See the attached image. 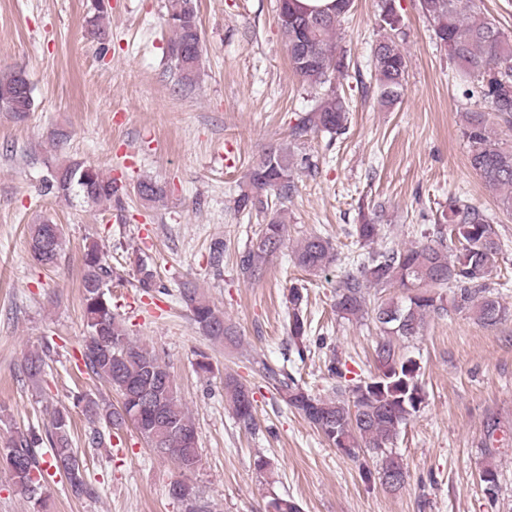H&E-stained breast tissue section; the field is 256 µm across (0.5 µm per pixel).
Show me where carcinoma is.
Returning <instances> with one entry per match:
<instances>
[{
  "instance_id": "cac0c4a2",
  "label": "carcinoma",
  "mask_w": 512,
  "mask_h": 512,
  "mask_svg": "<svg viewBox=\"0 0 512 512\" xmlns=\"http://www.w3.org/2000/svg\"><path fill=\"white\" fill-rule=\"evenodd\" d=\"M423 13L433 22L437 44L457 67L458 75L474 78L486 110L464 114L463 135L469 146V163L487 189L498 196L499 206L512 212V149L493 139L487 115L496 113L512 124V40L498 25L486 17L480 0H420ZM353 0H336L332 11H303L294 0H280L278 23L285 39L288 58L294 73L316 91L313 108L298 118L291 136L303 137L321 131L332 137L346 133L349 105L344 95L332 87V79L347 73L350 61L346 51L335 41L336 31L350 13ZM380 27L388 34L373 49L372 68L378 102L383 106L397 103L405 82L408 61L395 32L401 28L395 0H379ZM105 0H95L93 14L86 20L89 34L105 36L101 20ZM165 24L173 33L167 54L178 81L193 85L201 73V38L195 0H169ZM34 108L33 88L17 71L0 72V111L25 114ZM315 167L311 157L297 156L288 148H270L251 165L248 179L239 188L234 203L238 212H266L268 197L280 203L293 195L297 171L310 172ZM45 188L63 195L75 190L84 198L106 203L115 211L125 210L129 192L152 206L165 196L158 182L142 179L133 189L103 175L99 169L82 162L58 166ZM383 205L359 211L354 234L363 245L379 237ZM287 237L284 209L272 212L261 225L256 238L239 253L237 269L248 280L260 278L271 258L285 244ZM32 257L43 266L56 265L63 247L58 225L44 221L30 229ZM501 242L491 219L462 196L448 198V206L437 219L436 238L409 247L385 246L357 255L336 289L334 308L343 319L359 320L371 313L380 330L374 349V371L353 384H343L345 373L340 362L327 368L336 379L333 396L311 393L293 367L257 361L263 380L288 405L313 424L324 439L336 448H349L347 456L355 459L360 451L371 455L375 470L365 469L366 482L379 483L393 491L403 489L408 472L401 457L393 450L401 426L423 408L426 395L419 380L420 366L401 355L398 341L420 334L430 314L466 313L484 326H495L512 315L499 297L492 293L488 280L497 267ZM296 264L309 272L323 271L338 260V253L327 237L310 235L293 251ZM80 288L86 320L81 356L86 373L108 383L121 398L112 404L83 394L76 400L93 424L86 436L89 446L100 448L111 432L132 424L157 454L172 458L181 474L176 484L182 493H171L184 512H210L209 505L198 495L189 480L200 463L199 436L194 420L181 408L176 386L167 366L156 351L130 339L122 320L112 310L110 287L118 273L99 244L84 246ZM139 288L148 293L157 288L156 274L139 257L135 261ZM386 291L396 288L397 300L377 298L371 302L370 289ZM449 295H444V292ZM182 302L189 308L194 324L209 339L231 346L240 345L235 326L224 319V312L210 303L200 289L185 283L179 289ZM308 301L304 288L289 289L290 342L299 358L310 350L307 321L302 307ZM53 347L47 342L41 350L25 356L22 372L39 380L45 358ZM224 399L237 422L247 429L254 426L252 389L238 375L224 373ZM71 418L67 410L56 411L45 433L20 432L8 443L5 464L15 484L38 510L42 502L44 474L39 465V450L52 448L56 471L62 474L75 497L91 496L94 489L86 482L83 462L72 448ZM496 450L487 449L489 461L481 468L484 495L495 508L500 491L497 465L492 462ZM265 512H300L288 497L270 498Z\"/></svg>"
}]
</instances>
